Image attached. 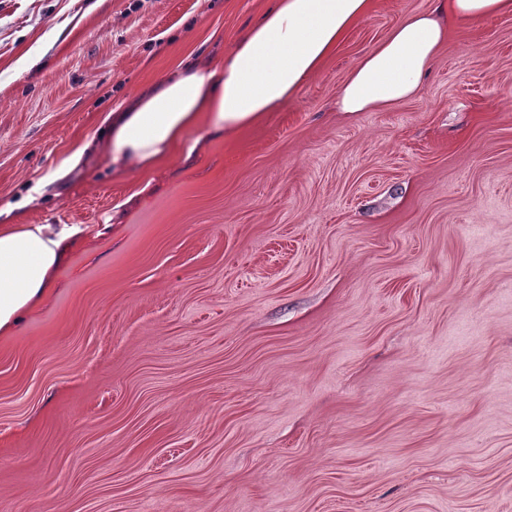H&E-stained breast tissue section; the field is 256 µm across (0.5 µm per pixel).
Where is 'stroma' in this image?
Wrapping results in <instances>:
<instances>
[{
	"label": "stroma",
	"instance_id": "35a3bbf8",
	"mask_svg": "<svg viewBox=\"0 0 512 512\" xmlns=\"http://www.w3.org/2000/svg\"><path fill=\"white\" fill-rule=\"evenodd\" d=\"M272 5L0 0V225L77 232L0 335V512H512V13L340 112L434 5L373 0L279 111L148 169L99 149Z\"/></svg>",
	"mask_w": 512,
	"mask_h": 512
}]
</instances>
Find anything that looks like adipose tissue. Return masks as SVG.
Masks as SVG:
<instances>
[{
  "label": "adipose tissue",
  "instance_id": "ef3b65f1",
  "mask_svg": "<svg viewBox=\"0 0 512 512\" xmlns=\"http://www.w3.org/2000/svg\"><path fill=\"white\" fill-rule=\"evenodd\" d=\"M370 8L371 0H276L223 66L180 69L116 113L105 144L113 168L153 164L198 125L232 132L280 109ZM505 11H512V0H436L432 10L405 15L350 71L336 97L338 111L389 108L416 97L449 22ZM71 234L49 224L0 225L1 334L52 288Z\"/></svg>",
  "mask_w": 512,
  "mask_h": 512
}]
</instances>
